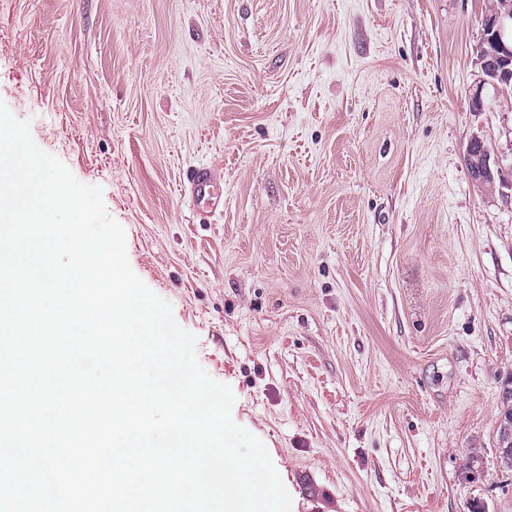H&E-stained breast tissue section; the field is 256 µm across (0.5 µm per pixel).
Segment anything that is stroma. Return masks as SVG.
I'll use <instances>...</instances> for the list:
<instances>
[{"mask_svg": "<svg viewBox=\"0 0 512 512\" xmlns=\"http://www.w3.org/2000/svg\"><path fill=\"white\" fill-rule=\"evenodd\" d=\"M490 3L0 0V102L102 188L292 512H512V195L466 169L476 135L512 163ZM184 195L191 199L204 221L224 205L223 188L214 171L206 165L195 166L188 170L184 182Z\"/></svg>", "mask_w": 512, "mask_h": 512, "instance_id": "1", "label": "stroma"}]
</instances>
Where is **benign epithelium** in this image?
<instances>
[{
    "mask_svg": "<svg viewBox=\"0 0 512 512\" xmlns=\"http://www.w3.org/2000/svg\"><path fill=\"white\" fill-rule=\"evenodd\" d=\"M512 30V0H500L499 7L486 15L482 21V40L493 41L499 48L500 56L497 63L478 55L482 80L472 94L473 105L483 106L482 90L487 84L512 81V38L508 37ZM491 151L483 139L479 138L467 147V171L472 182L484 184L493 181L491 169Z\"/></svg>",
    "mask_w": 512,
    "mask_h": 512,
    "instance_id": "7a95c632",
    "label": "benign epithelium"
}]
</instances>
